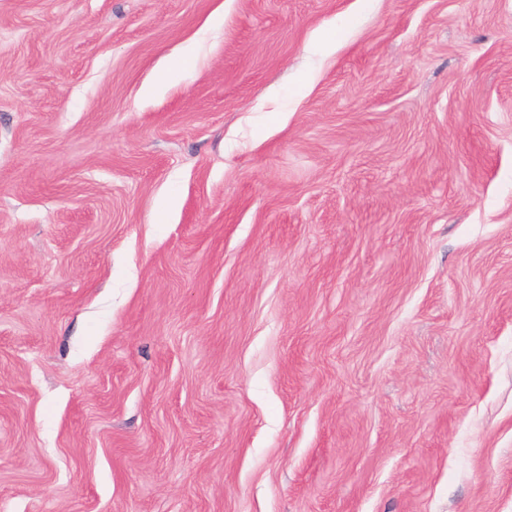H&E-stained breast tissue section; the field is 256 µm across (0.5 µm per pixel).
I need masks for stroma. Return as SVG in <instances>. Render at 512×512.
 Returning a JSON list of instances; mask_svg holds the SVG:
<instances>
[{
	"instance_id": "1",
	"label": "stroma",
	"mask_w": 512,
	"mask_h": 512,
	"mask_svg": "<svg viewBox=\"0 0 512 512\" xmlns=\"http://www.w3.org/2000/svg\"><path fill=\"white\" fill-rule=\"evenodd\" d=\"M0 512H512V0H0Z\"/></svg>"
}]
</instances>
